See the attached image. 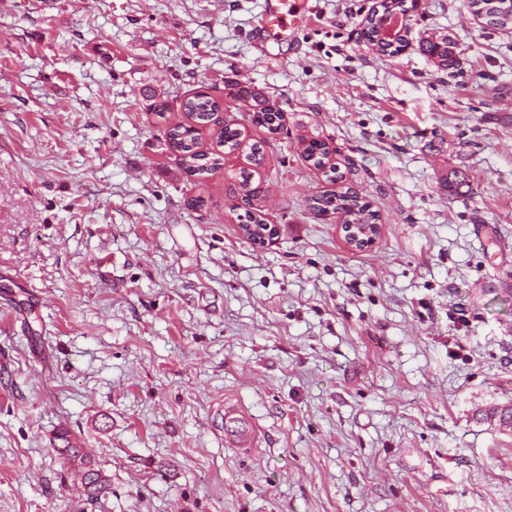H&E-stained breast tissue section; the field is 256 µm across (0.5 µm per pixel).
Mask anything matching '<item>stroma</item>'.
<instances>
[{
	"label": "stroma",
	"instance_id": "35a3bbf8",
	"mask_svg": "<svg viewBox=\"0 0 512 512\" xmlns=\"http://www.w3.org/2000/svg\"><path fill=\"white\" fill-rule=\"evenodd\" d=\"M308 4L264 40V0H0V512H512V430L479 416L512 403V29L421 0L388 56L362 35L379 0ZM435 30L461 74L420 54ZM197 91L267 141L265 247L237 228L244 155L197 182L150 110L180 122ZM349 187L381 224L362 251L308 207ZM258 108L253 112L252 123L266 130L269 138H274L281 133L284 128L283 112L280 108L266 104L260 101ZM302 153L305 160L314 168L325 170L328 167L330 172L337 173L336 165L330 163L331 150L325 141L317 138L305 139ZM238 411L234 408H227L224 411V432L230 437L232 445L239 450H251L253 447L252 432L246 427L242 418L234 415ZM62 446H55L56 452L69 466L81 474V493L88 501L97 500L107 489L108 479L96 463L85 453L78 441L71 439L68 432L55 436Z\"/></svg>",
	"mask_w": 512,
	"mask_h": 512
}]
</instances>
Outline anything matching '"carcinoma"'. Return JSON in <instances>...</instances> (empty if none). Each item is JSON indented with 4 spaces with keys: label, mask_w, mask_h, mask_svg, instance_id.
<instances>
[{
    "label": "carcinoma",
    "mask_w": 512,
    "mask_h": 512,
    "mask_svg": "<svg viewBox=\"0 0 512 512\" xmlns=\"http://www.w3.org/2000/svg\"><path fill=\"white\" fill-rule=\"evenodd\" d=\"M382 14L372 11L365 19L363 35L371 44L378 47L382 53H396L403 47L405 39L396 37L391 42H383L379 27L382 16L390 12L385 3ZM469 6L484 11L486 25L493 28L506 29L512 27V0H483L475 3L469 0ZM419 48L429 57L438 68L451 70L457 67L458 59L456 44L444 34H430L419 43ZM184 120L167 128L166 137L169 146L180 157L183 169L200 181L214 175L224 168L225 157L238 154L244 142L240 129L231 123L216 126L214 116L221 110V103L204 92H197L186 98L181 104ZM252 123L266 130L274 138L284 128L283 112L280 108L260 103L252 115ZM208 129L215 136L216 149H202L201 132ZM302 153L306 161L318 170L329 169L337 172L336 165L330 163L331 150L321 139L311 138L303 141ZM249 167L241 168L232 174L238 190L254 201L265 193L260 185H253L254 168L259 167L265 160V141L257 140L249 146L246 154ZM469 186L468 177L458 170L448 171L445 187L448 195L461 194V188ZM309 208L318 216L340 214L345 224H375L377 214L370 204L360 194L351 188L336 194H320L308 200ZM239 227L244 231L247 240L256 242L270 236L271 229L263 217L262 210L252 208L245 211L240 218ZM486 420L495 421L498 425L512 422V404L493 405L482 410ZM55 440L62 442L56 447V452L71 468L81 474V493L89 501L98 499L107 489L108 479L96 463L85 453L78 441L69 437L66 432H60Z\"/></svg>",
    "instance_id": "1"
}]
</instances>
